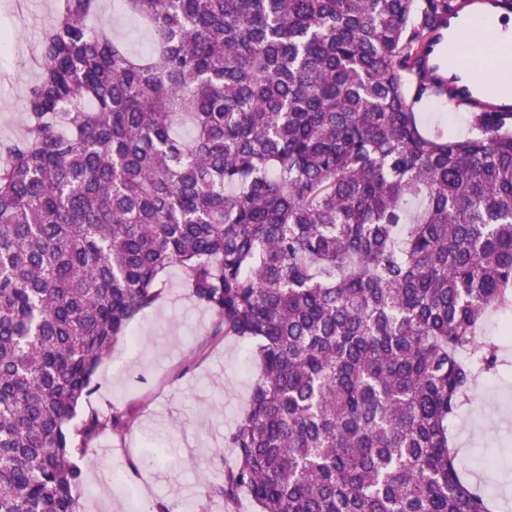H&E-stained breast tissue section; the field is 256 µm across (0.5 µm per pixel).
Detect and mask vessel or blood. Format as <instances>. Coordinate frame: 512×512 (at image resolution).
<instances>
[{
    "mask_svg": "<svg viewBox=\"0 0 512 512\" xmlns=\"http://www.w3.org/2000/svg\"><path fill=\"white\" fill-rule=\"evenodd\" d=\"M501 0H458V7L435 27L424 50L426 65L440 78L438 95L452 112H512V90H489L478 69L465 60L448 61V43L466 26L504 15Z\"/></svg>",
    "mask_w": 512,
    "mask_h": 512,
    "instance_id": "obj_1",
    "label": "vessel or blood"
}]
</instances>
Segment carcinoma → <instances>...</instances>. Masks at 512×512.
I'll list each match as a JSON object with an SVG mask.
<instances>
[{
	"label": "carcinoma",
	"instance_id": "cac0c4a2",
	"mask_svg": "<svg viewBox=\"0 0 512 512\" xmlns=\"http://www.w3.org/2000/svg\"><path fill=\"white\" fill-rule=\"evenodd\" d=\"M59 0L0 139V512H77L97 369L178 266L260 368L207 487L258 512H492L448 433L512 310V112L426 132L456 0ZM193 135L180 140L183 121ZM116 0H102L100 14L107 19L112 36L122 41L133 54L146 51L153 40L149 27L140 19L126 13H118Z\"/></svg>",
	"mask_w": 512,
	"mask_h": 512
}]
</instances>
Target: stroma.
Returning a JSON list of instances; mask_svg holds the SVG:
<instances>
[{"label": "stroma", "instance_id": "stroma-1", "mask_svg": "<svg viewBox=\"0 0 512 512\" xmlns=\"http://www.w3.org/2000/svg\"><path fill=\"white\" fill-rule=\"evenodd\" d=\"M55 7L56 0H29L24 16L15 0H0V138L23 134L25 91L37 76L30 55ZM100 13L132 53L150 47L149 27L117 12L113 0H101ZM163 279L162 298L130 326L136 343L118 341L98 370L92 405L103 413L126 410L132 423L125 437L101 435L78 457L86 474L75 491L79 512H148L160 499L176 500L180 512H225L206 490L233 464L224 436L248 403L259 361L247 343L211 338L213 318L188 298L180 267ZM448 430L463 471L483 484L496 512H512V340L502 345L497 372L479 378ZM153 440L163 442L166 458L143 471L134 511L112 474L127 470Z\"/></svg>", "mask_w": 512, "mask_h": 512}]
</instances>
